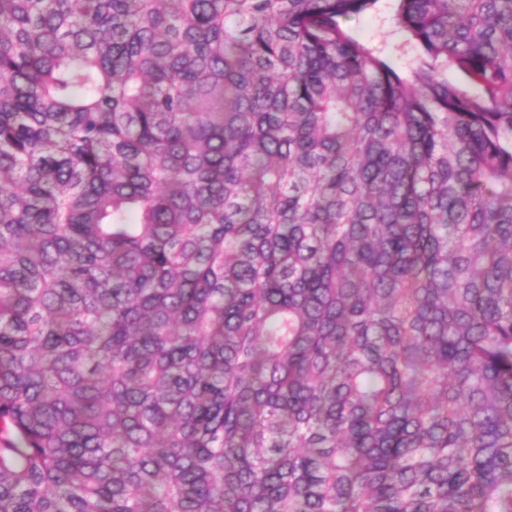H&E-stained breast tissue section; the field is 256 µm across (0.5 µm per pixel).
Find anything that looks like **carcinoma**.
Here are the masks:
<instances>
[{"label":"carcinoma","instance_id":"1","mask_svg":"<svg viewBox=\"0 0 512 512\" xmlns=\"http://www.w3.org/2000/svg\"><path fill=\"white\" fill-rule=\"evenodd\" d=\"M378 2L0 0V512H512V0ZM387 3L382 0L378 3L376 10L351 18L347 22L349 30L374 47L384 48L388 44L399 41L398 35L389 33Z\"/></svg>","mask_w":512,"mask_h":512}]
</instances>
